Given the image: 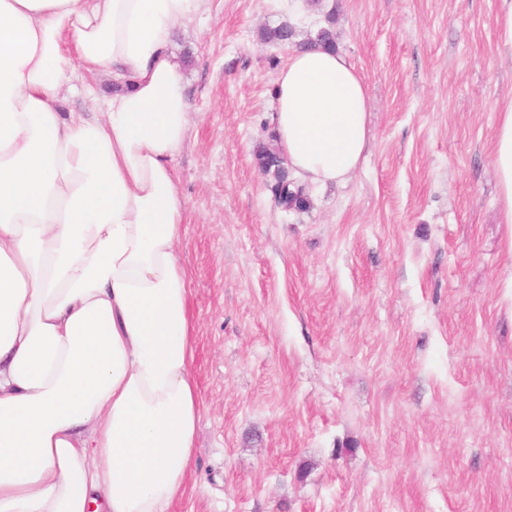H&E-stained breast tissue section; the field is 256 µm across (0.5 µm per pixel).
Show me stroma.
Instances as JSON below:
<instances>
[{
	"label": "stroma",
	"mask_w": 512,
	"mask_h": 512,
	"mask_svg": "<svg viewBox=\"0 0 512 512\" xmlns=\"http://www.w3.org/2000/svg\"><path fill=\"white\" fill-rule=\"evenodd\" d=\"M505 0H204L173 51L192 106L204 409L171 512H512V228L492 147L512 99ZM289 25L291 43L264 40ZM333 31L365 80L366 158L284 211L275 78ZM259 166L266 172L275 170L276 182L272 186L275 202L284 210L301 209L306 206V187L290 180L287 173H281V159L278 153L269 148L261 147L257 152Z\"/></svg>",
	"instance_id": "stroma-1"
}]
</instances>
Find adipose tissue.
<instances>
[{"label": "adipose tissue", "instance_id": "adipose-tissue-1", "mask_svg": "<svg viewBox=\"0 0 512 512\" xmlns=\"http://www.w3.org/2000/svg\"><path fill=\"white\" fill-rule=\"evenodd\" d=\"M202 2L0 0V512H169L184 494L203 405L172 42ZM79 71L112 81L103 119L59 110ZM275 85L289 166L346 179L368 141L360 72L297 50ZM492 155L512 225V101Z\"/></svg>", "mask_w": 512, "mask_h": 512}]
</instances>
